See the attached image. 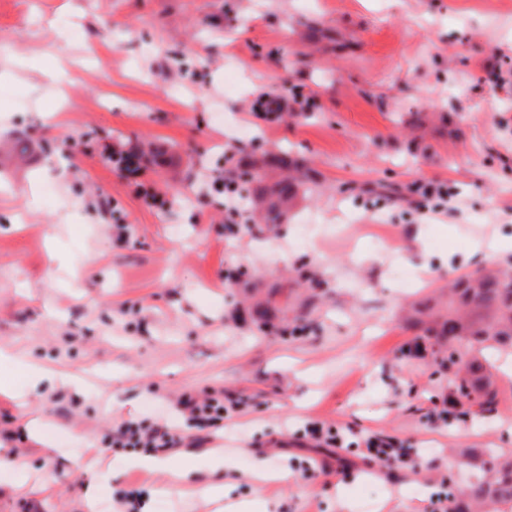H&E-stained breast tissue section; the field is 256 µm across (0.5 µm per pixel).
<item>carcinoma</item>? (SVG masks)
<instances>
[{
  "label": "carcinoma",
  "mask_w": 512,
  "mask_h": 512,
  "mask_svg": "<svg viewBox=\"0 0 512 512\" xmlns=\"http://www.w3.org/2000/svg\"><path fill=\"white\" fill-rule=\"evenodd\" d=\"M277 169L289 173L286 178L272 179L266 171L268 162L224 171V178L245 185L244 204L260 211L265 224H278L288 204L299 192L316 185L310 168L286 151L274 157ZM422 315L432 318L434 327L424 329L436 342L456 344L457 357H448L442 366L448 369V384L459 395L478 406L480 412L495 409V393L473 377L478 358L469 352L512 348V273L488 270L477 275L453 278L448 284V312L442 314L427 307ZM483 477L451 490L450 503L481 509L495 507V512H512V455L490 454L483 460Z\"/></svg>",
  "instance_id": "cac0c4a2"
}]
</instances>
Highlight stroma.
<instances>
[{
    "label": "stroma",
    "mask_w": 512,
    "mask_h": 512,
    "mask_svg": "<svg viewBox=\"0 0 512 512\" xmlns=\"http://www.w3.org/2000/svg\"><path fill=\"white\" fill-rule=\"evenodd\" d=\"M274 90L299 111L252 112ZM106 141L148 155L168 205ZM282 150L313 191L275 227L225 223L208 183ZM429 181L453 190L447 215L421 217ZM484 267L512 269V0H0V512H121L132 492L144 512H225L127 452L71 466L113 421L217 390L240 411L184 429L178 463L246 512H433L441 483L512 450V352L495 412L464 400L447 422L429 403L447 346L405 352L412 304ZM50 371L75 386L21 405ZM311 419L420 455L352 450L311 478L329 454L300 444ZM102 155L113 170L128 179H143L147 175V162L135 151L120 150L109 144L103 148Z\"/></svg>",
    "instance_id": "1"
}]
</instances>
